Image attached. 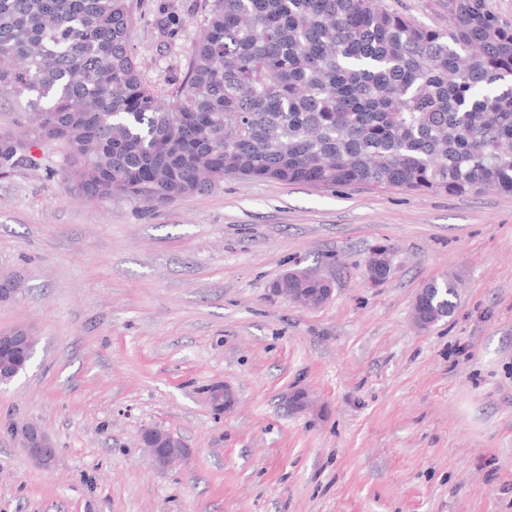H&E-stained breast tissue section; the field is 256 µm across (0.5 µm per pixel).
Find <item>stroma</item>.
Listing matches in <instances>:
<instances>
[{
	"instance_id": "stroma-1",
	"label": "stroma",
	"mask_w": 512,
	"mask_h": 512,
	"mask_svg": "<svg viewBox=\"0 0 512 512\" xmlns=\"http://www.w3.org/2000/svg\"><path fill=\"white\" fill-rule=\"evenodd\" d=\"M381 3L448 27V0ZM134 10V53L169 90L207 0ZM61 155L0 176V268L24 284L0 330L39 338L0 387V512H512V193L228 178L151 207L66 189ZM379 244L394 268L375 283ZM296 267L332 298L272 296ZM445 276L459 304L419 329L415 296ZM219 382L235 392L220 415ZM26 422L51 467L5 430ZM151 426L183 440L175 465L152 464ZM206 400L216 412L220 413L233 405L234 396L229 387L219 383L212 385L206 390Z\"/></svg>"
}]
</instances>
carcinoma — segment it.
<instances>
[{
	"label": "carcinoma",
	"instance_id": "1",
	"mask_svg": "<svg viewBox=\"0 0 512 512\" xmlns=\"http://www.w3.org/2000/svg\"><path fill=\"white\" fill-rule=\"evenodd\" d=\"M448 31L381 0H211L184 79L158 93L131 48V0H0V95L41 113L0 133V175L64 145L56 174L91 201L150 206L224 176L465 196L512 193V22L448 0ZM371 279H387L380 244ZM305 295L304 269L274 283ZM460 299L424 285L429 323Z\"/></svg>",
	"mask_w": 512,
	"mask_h": 512
}]
</instances>
